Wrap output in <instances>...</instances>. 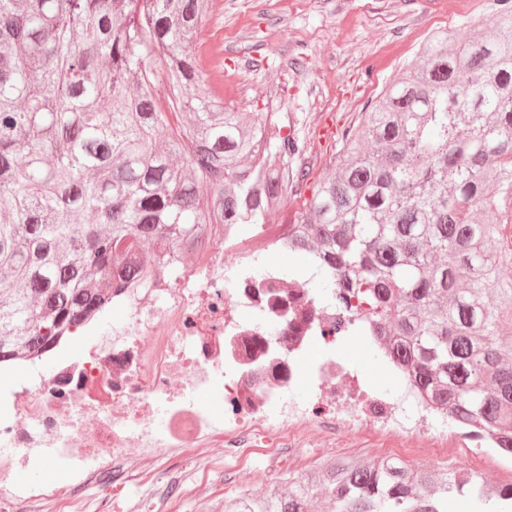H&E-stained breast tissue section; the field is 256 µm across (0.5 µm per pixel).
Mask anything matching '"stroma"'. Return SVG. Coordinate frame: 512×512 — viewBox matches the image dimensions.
Instances as JSON below:
<instances>
[{
	"label": "stroma",
	"mask_w": 512,
	"mask_h": 512,
	"mask_svg": "<svg viewBox=\"0 0 512 512\" xmlns=\"http://www.w3.org/2000/svg\"><path fill=\"white\" fill-rule=\"evenodd\" d=\"M496 0H213L192 47L203 58L206 87L225 107L268 114L267 136L304 145L294 157L283 207L268 223H299L315 187L332 170L340 133L355 126L375 96L436 32L460 34L489 23ZM352 371L394 392L395 377L370 350L345 349ZM192 449L138 458L135 471L157 481L209 479V491L182 498L180 512H224V474L206 461L187 466Z\"/></svg>",
	"instance_id": "35a3bbf8"
}]
</instances>
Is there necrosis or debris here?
I'll use <instances>...</instances> for the list:
<instances>
[{
    "instance_id": "obj_1",
    "label": "necrosis or debris",
    "mask_w": 512,
    "mask_h": 512,
    "mask_svg": "<svg viewBox=\"0 0 512 512\" xmlns=\"http://www.w3.org/2000/svg\"><path fill=\"white\" fill-rule=\"evenodd\" d=\"M290 225L217 227L213 248L150 287L121 288L112 333L35 352L17 368L24 385L0 389V483L19 470H55L78 495L91 481L132 480L133 454L220 448L224 465L254 474L344 432L374 441L376 456L449 458L468 449L485 469L490 434L433 428L442 411L423 400L397 363L402 397L356 386L337 352L353 311L310 277L288 275L279 256ZM53 363L42 372L41 361ZM303 387L304 400L291 395Z\"/></svg>"
}]
</instances>
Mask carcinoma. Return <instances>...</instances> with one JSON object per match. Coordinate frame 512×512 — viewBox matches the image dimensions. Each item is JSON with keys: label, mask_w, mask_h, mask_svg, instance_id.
<instances>
[{"label": "carcinoma", "mask_w": 512, "mask_h": 512, "mask_svg": "<svg viewBox=\"0 0 512 512\" xmlns=\"http://www.w3.org/2000/svg\"><path fill=\"white\" fill-rule=\"evenodd\" d=\"M210 0H0V365L174 273L216 224H264L298 141L224 108L192 41ZM512 0L423 45L346 131L294 254L322 257L351 332L380 336L458 427L512 456ZM512 512V483L392 458L328 459L224 512Z\"/></svg>", "instance_id": "1"}]
</instances>
